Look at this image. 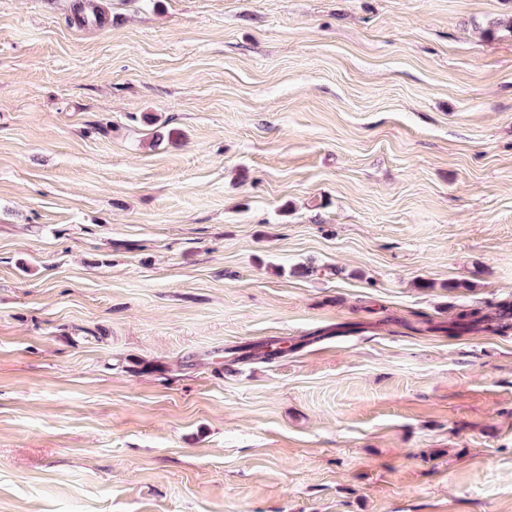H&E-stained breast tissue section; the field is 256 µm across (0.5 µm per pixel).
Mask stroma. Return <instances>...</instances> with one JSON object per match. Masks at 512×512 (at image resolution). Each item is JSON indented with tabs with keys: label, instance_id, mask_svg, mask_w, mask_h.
Masks as SVG:
<instances>
[{
	"label": "stroma",
	"instance_id": "stroma-1",
	"mask_svg": "<svg viewBox=\"0 0 512 512\" xmlns=\"http://www.w3.org/2000/svg\"><path fill=\"white\" fill-rule=\"evenodd\" d=\"M95 2L0 0V512H512V331H447L512 0Z\"/></svg>",
	"mask_w": 512,
	"mask_h": 512
}]
</instances>
